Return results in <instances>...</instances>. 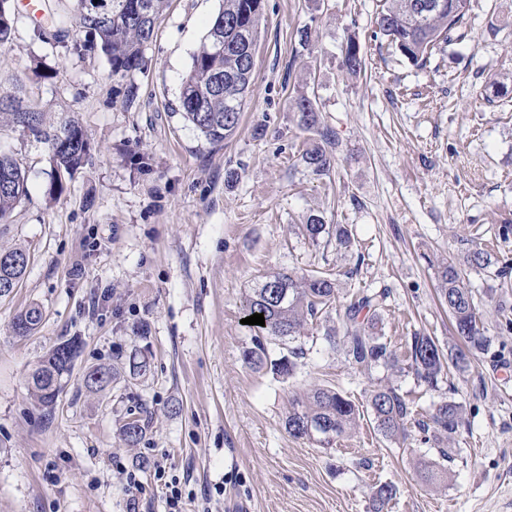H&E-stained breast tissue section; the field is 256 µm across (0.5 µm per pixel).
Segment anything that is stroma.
Returning <instances> with one entry per match:
<instances>
[{
    "instance_id": "35a3bbf8",
    "label": "stroma",
    "mask_w": 512,
    "mask_h": 512,
    "mask_svg": "<svg viewBox=\"0 0 512 512\" xmlns=\"http://www.w3.org/2000/svg\"><path fill=\"white\" fill-rule=\"evenodd\" d=\"M220 4L169 0L143 69L124 77L103 55L70 53L72 0H43L38 24L18 17L0 49V95L25 93L53 122L78 119L91 152L52 198L47 146L0 127V151L25 168L29 190L0 224V249L29 254L19 286L0 298V512H128L129 470L146 490L143 512H165L157 465L212 512H374L382 484L396 489L384 512H512V273L470 274L491 342L435 390L410 374H359L325 343L322 318L292 375L273 370L284 350L271 336L267 364L249 365L256 330L243 323L265 276L337 268L341 297L389 289L377 330L397 354L417 331L443 350L457 344L431 259L475 247L512 257L500 234L512 225V0H471L466 40L440 43L418 64L379 32L384 0H264L241 125L212 145L178 106ZM350 40L364 59L356 75L342 67ZM300 94L339 133L331 179L299 163ZM318 211L348 225L351 250L305 237ZM33 304L40 325L16 336L15 315ZM73 336L81 353L45 411L30 375ZM138 350L150 370L135 386L85 390L87 367ZM388 379L420 413L442 400L463 407L459 455L437 483L419 476L438 454L418 429L390 441L364 418L326 449L285 428L303 390L333 387L364 410ZM143 406L145 436L126 447L118 424Z\"/></svg>"
}]
</instances>
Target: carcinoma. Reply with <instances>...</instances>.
<instances>
[{
	"instance_id": "1",
	"label": "carcinoma",
	"mask_w": 512,
	"mask_h": 512,
	"mask_svg": "<svg viewBox=\"0 0 512 512\" xmlns=\"http://www.w3.org/2000/svg\"><path fill=\"white\" fill-rule=\"evenodd\" d=\"M0 0V48L12 40L15 17ZM167 0H75V11L82 28L98 37L97 42L73 40L70 51L81 56L95 50L108 59L112 74L127 76L142 68L144 49L154 35L156 21ZM422 0H385L377 16L379 32L389 43L414 63L425 59L428 51L444 41L467 38L465 25L471 0H440L442 7L415 23L410 10ZM263 0H223L207 35L193 54L191 65L181 80L180 115L206 142L219 144L240 127L243 104L251 92L255 52L263 19ZM343 67L350 73L363 66L356 45L344 49ZM299 127L314 131L300 155L304 170L315 180L331 176L339 145L338 132L321 124L315 102L305 95L294 99ZM17 127L47 145L51 163V180L47 193L63 192L65 177L86 166L90 149L79 123L64 119L56 124L46 121L45 113L32 101L11 95L0 98V124ZM27 196L26 172L13 156L0 152V223L10 221L15 208ZM303 231L312 243L321 239L346 250L352 244V232L343 224H327L319 214L308 216ZM29 256L25 249L13 247L0 250V297L13 293L26 273ZM496 268L503 274L512 267V260L479 248L468 251L463 258L443 259L437 263L438 290L447 305L457 335L465 348L454 347L448 353L439 350L434 340L416 333L410 337L405 360H400L384 337L376 332V313L386 302L389 292L383 288L339 300L337 275L327 272H277L251 289L246 298L247 315L261 314L265 325L259 330L284 342H296L304 335L307 322L321 314L336 313V325L328 327L324 340L328 347L344 355L346 361L361 374L383 368L392 374L411 373L429 390L438 387L442 373L470 365L472 351L485 350L491 338L479 315L468 273ZM41 311L30 306L21 311L12 323L18 336L31 334L41 321ZM76 337L65 339L52 348L31 374V389L38 403L53 408L80 353ZM302 346L291 347L274 367L291 373L297 361L304 358ZM246 361L260 366L266 359L263 338L255 336L253 347L245 353ZM129 375L136 379L150 370L143 354L128 359ZM117 381L116 373L104 365L88 367L83 375L86 390L100 392ZM369 408L380 434L388 440L407 435L416 427L426 440L437 447L439 459L453 462L458 449L448 447L459 429L463 415L461 405L453 400L437 404L428 416H421L413 403L390 383L377 384L370 390ZM361 418L359 407L339 391L315 388L292 401L285 421L288 433L296 439L327 448L338 439L355 431ZM146 417H128L120 426V435L129 448L136 447L146 429Z\"/></svg>"
}]
</instances>
